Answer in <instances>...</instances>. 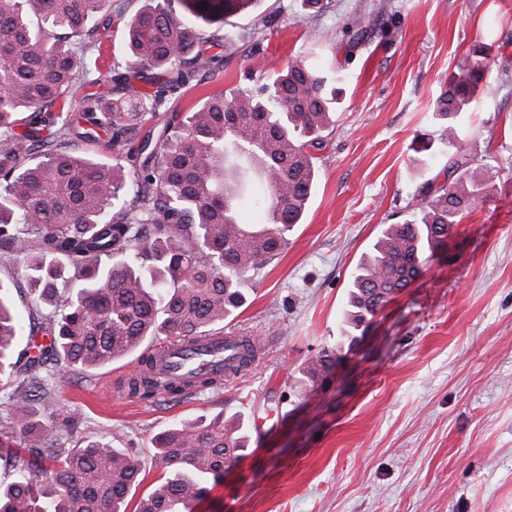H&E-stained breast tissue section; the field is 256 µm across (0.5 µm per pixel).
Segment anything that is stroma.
Segmentation results:
<instances>
[{
	"instance_id": "obj_1",
	"label": "stroma",
	"mask_w": 512,
	"mask_h": 512,
	"mask_svg": "<svg viewBox=\"0 0 512 512\" xmlns=\"http://www.w3.org/2000/svg\"><path fill=\"white\" fill-rule=\"evenodd\" d=\"M359 16L371 28L355 42ZM223 34L234 55L169 111L270 81L295 58L329 69L340 90L304 220L225 327L264 352L240 378L177 401L128 396L131 357L87 376L61 368L50 408L60 447L104 439L144 459L175 422L237 416L249 443L194 512H512V0H255ZM477 43L492 47L489 88L459 130L475 164L498 168L495 186L421 276L347 336L360 260L444 178L434 103ZM70 44L127 66L120 20ZM331 348V373L308 378Z\"/></svg>"
}]
</instances>
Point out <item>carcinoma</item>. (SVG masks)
<instances>
[{"instance_id":"carcinoma-1","label":"carcinoma","mask_w":512,"mask_h":512,"mask_svg":"<svg viewBox=\"0 0 512 512\" xmlns=\"http://www.w3.org/2000/svg\"><path fill=\"white\" fill-rule=\"evenodd\" d=\"M147 3L124 21L125 74L94 69L115 97L92 94L71 109L79 70L88 63L54 31L90 38L92 19H112V0H0V255L21 265L37 311L28 325L10 312L0 281V385L15 426L0 440V460L22 479L0 486V512H126L146 468L108 442L67 451L54 446V424L36 418L52 396L50 369L64 361L88 371L136 355L129 395L177 398L187 384L154 378L156 349L224 331L247 302L248 274L288 246L316 179L313 151L334 122L336 88L328 75L293 61L270 83L217 93L187 112H168L181 88L198 86L230 49L211 25L254 0ZM35 4L46 30L28 20ZM478 59L460 68L436 100L434 116L448 143L445 183L418 195L410 219L383 228L350 282L347 326L356 330L409 287L443 246L463 211L488 196L498 170L471 164L457 124L481 90ZM148 84L130 92V78ZM106 135L113 163L78 156L67 146ZM39 161L30 162L31 156ZM262 217L245 224V199ZM52 337L45 353L15 352L18 338ZM229 370L253 364L258 342L237 344ZM335 350L311 364L312 378L331 370ZM243 424L180 422L152 439L150 463L165 480L137 512H193L238 458Z\"/></svg>"}]
</instances>
